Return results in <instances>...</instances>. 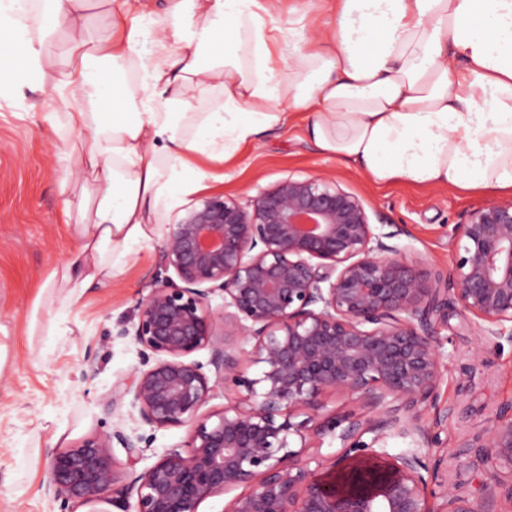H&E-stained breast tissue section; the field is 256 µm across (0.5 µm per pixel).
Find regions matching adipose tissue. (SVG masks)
I'll return each instance as SVG.
<instances>
[{"mask_svg": "<svg viewBox=\"0 0 512 512\" xmlns=\"http://www.w3.org/2000/svg\"><path fill=\"white\" fill-rule=\"evenodd\" d=\"M0 0V101L40 91L64 150L59 207L78 246L37 303L60 313L111 282L262 133L310 113L320 152L379 180L512 195V0H317L283 20L279 0ZM61 48L49 51L53 37ZM62 111H52L53 103Z\"/></svg>", "mask_w": 512, "mask_h": 512, "instance_id": "1", "label": "adipose tissue"}]
</instances>
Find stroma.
Returning <instances> with one entry per match:
<instances>
[{
	"label": "stroma",
	"mask_w": 512,
	"mask_h": 512,
	"mask_svg": "<svg viewBox=\"0 0 512 512\" xmlns=\"http://www.w3.org/2000/svg\"><path fill=\"white\" fill-rule=\"evenodd\" d=\"M29 88L18 99L0 105V512H123L109 500L84 504L55 500L45 493L51 455L82 438L111 430L116 420L147 440L148 462L182 444L183 427L153 429L140 424L138 410L124 404L113 417V385L140 364V347L118 337L132 326L136 303L150 291L159 272V243L144 248L108 286L87 292L73 304L70 334L48 335L50 308L34 301L46 276L73 249L75 240L58 209L62 181L59 151L79 148L76 135L48 136L41 109ZM305 112L295 113L288 127L270 131L244 145L231 161L209 165L224 180L210 195L245 200L258 189L289 175L320 173L361 197L374 223L398 231V244L449 265L453 247L448 236L464 215L496 195L460 193L445 187L405 180L375 181L368 174L319 152L307 141ZM42 322L30 335L28 317ZM439 342L444 371L434 401L423 412L426 425L446 440V449L429 448L428 460L447 457L448 471L472 497L484 494L488 482L479 451L459 445L461 434H477L488 425L492 407L512 405V342L488 338L483 361L466 366L464 353L477 342L450 310Z\"/></svg>",
	"instance_id": "obj_1"
}]
</instances>
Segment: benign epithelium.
<instances>
[{
  "label": "benign epithelium",
  "mask_w": 512,
  "mask_h": 512,
  "mask_svg": "<svg viewBox=\"0 0 512 512\" xmlns=\"http://www.w3.org/2000/svg\"><path fill=\"white\" fill-rule=\"evenodd\" d=\"M398 235L317 174L290 176L245 204L217 195L187 210L159 255L176 278L157 277L133 329L120 332L142 346L140 366L112 388L113 413L130 395L142 423L185 427L187 438L126 482L112 448L133 465L145 459L142 437L119 425L93 434L53 453L48 493L82 503L133 496L134 512H198L233 491L224 512H512V406L496 407L462 442L481 449L487 498L466 494L417 450L381 446L391 435L440 445L422 414L443 375L448 305L477 319L479 339L512 337V200L453 225L450 267L408 256L389 243ZM201 349L212 376L187 360ZM228 385L245 394L207 409ZM326 392L358 400L362 412L320 419ZM327 435L340 450L309 454Z\"/></svg>",
  "instance_id": "obj_1"
}]
</instances>
